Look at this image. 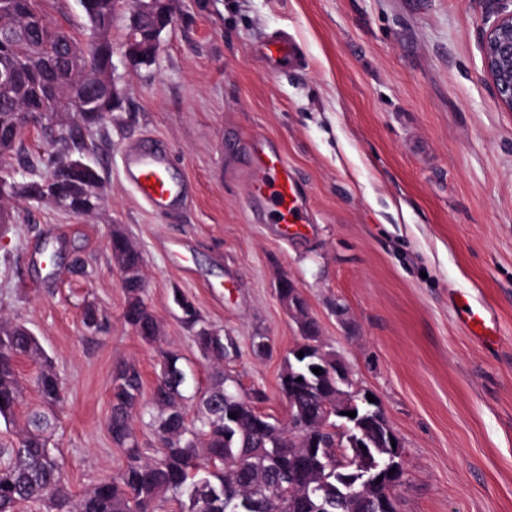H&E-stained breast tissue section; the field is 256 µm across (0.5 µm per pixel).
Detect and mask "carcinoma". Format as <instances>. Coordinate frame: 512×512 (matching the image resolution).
<instances>
[{
    "label": "carcinoma",
    "mask_w": 512,
    "mask_h": 512,
    "mask_svg": "<svg viewBox=\"0 0 512 512\" xmlns=\"http://www.w3.org/2000/svg\"><path fill=\"white\" fill-rule=\"evenodd\" d=\"M36 11L41 21L8 47H0V68L15 72L12 83L0 85V159L23 147L27 132L37 131L55 146L45 166L54 179L25 182L8 170H0V202L24 199L54 204L62 197L79 203L91 215L100 207L89 187L69 176L57 157L82 156L93 148L85 132L98 127L43 121L40 106L60 107L75 85L106 71L107 59L98 52L97 40L112 27L114 0H88L82 7L88 34L78 40L54 25L41 0H0V27H13L22 13L21 3ZM60 44L81 50L82 67L74 69L44 52ZM109 246L122 269L130 274L126 322L146 343L155 342L161 328L143 298V258L119 229L112 231ZM181 322L190 330L203 356L218 364L235 349L232 339L210 328L192 301L180 306ZM301 344L318 343L326 351L320 327L310 315L300 321ZM43 356L38 338L24 324L0 320V417L15 418L23 400V384L17 372L21 358ZM179 357L167 354L148 401H143V380L133 364L120 367L112 379L108 430L121 449L118 475L100 482L82 496L67 488L54 442L58 417L53 407L61 401L57 373L44 363L32 379L42 407L27 412L17 442L0 448V512H19L34 505L43 512H163L169 503L177 512H380L384 487L372 486L356 498L345 496L338 473H350L358 462L346 433L339 430L331 405L336 378L312 371L320 361L310 355L290 357L291 369L303 382H288V368L280 376L281 393L291 416L306 423L295 432L281 426L253 406L261 393H239L235 378L215 369L212 382L194 393L198 409L192 419L182 405L180 387L185 381ZM236 418L224 420V411ZM149 418L153 448H143L134 419Z\"/></svg>",
    "instance_id": "obj_1"
}]
</instances>
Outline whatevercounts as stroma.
<instances>
[{"label": "stroma", "instance_id": "1", "mask_svg": "<svg viewBox=\"0 0 512 512\" xmlns=\"http://www.w3.org/2000/svg\"><path fill=\"white\" fill-rule=\"evenodd\" d=\"M135 7L120 0L112 25L124 97L88 135L104 203L86 217L17 200L0 226V319L31 329L59 376L71 492L121 468L107 429L118 367L136 365L149 390L163 353L178 355L195 415L213 365L179 319L177 290L237 342L225 372L287 425L279 377L300 328L276 293L286 277L402 440L400 512H512V112L482 77L492 0H175L155 60L129 66ZM280 31L302 61L272 71L257 49ZM256 134L297 178L310 215L299 233L251 220ZM136 140L166 144L173 176L192 184L181 219L125 184L121 156ZM115 227L143 256L161 326L151 345L123 317ZM459 294L495 319L496 347L459 325ZM89 305L100 332L82 323ZM256 336L270 353H254Z\"/></svg>", "mask_w": 512, "mask_h": 512}]
</instances>
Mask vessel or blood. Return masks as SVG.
Returning <instances> with one entry per match:
<instances>
[{"mask_svg":"<svg viewBox=\"0 0 512 512\" xmlns=\"http://www.w3.org/2000/svg\"><path fill=\"white\" fill-rule=\"evenodd\" d=\"M260 58L271 69L293 64L297 46L282 36L263 47ZM253 156L249 206L256 221L268 224H304L307 212L299 198L295 179L282 156L266 150L262 139L251 145ZM172 156L159 144L138 142L122 155V175L137 197L152 211L163 216L180 212L186 205L190 187L170 174ZM458 321L468 332L488 339L497 332L496 323L487 322L478 312L461 309Z\"/></svg>","mask_w":512,"mask_h":512,"instance_id":"vessel-or-blood-1","label":"vessel or blood"}]
</instances>
